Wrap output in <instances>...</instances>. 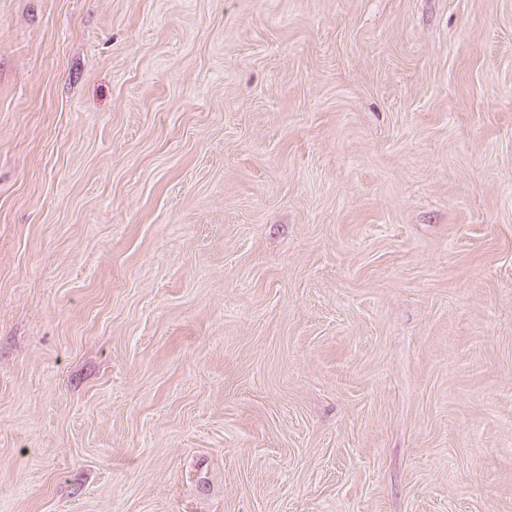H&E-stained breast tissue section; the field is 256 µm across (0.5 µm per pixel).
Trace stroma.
<instances>
[{
    "mask_svg": "<svg viewBox=\"0 0 512 512\" xmlns=\"http://www.w3.org/2000/svg\"><path fill=\"white\" fill-rule=\"evenodd\" d=\"M0 512H512V0H0Z\"/></svg>",
    "mask_w": 512,
    "mask_h": 512,
    "instance_id": "obj_1",
    "label": "stroma"
}]
</instances>
